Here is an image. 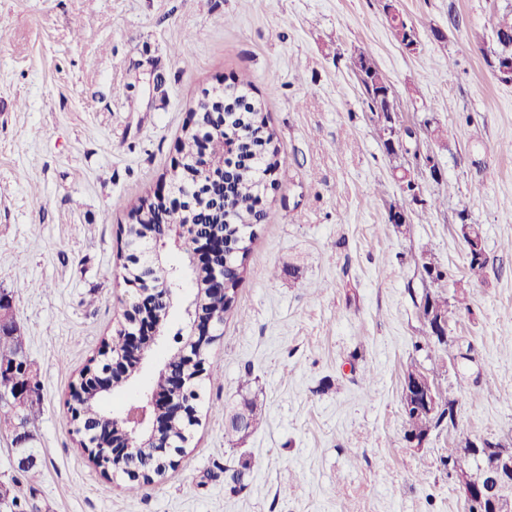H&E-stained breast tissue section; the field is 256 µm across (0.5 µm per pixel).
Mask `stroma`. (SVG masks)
<instances>
[{"label": "stroma", "mask_w": 512, "mask_h": 512, "mask_svg": "<svg viewBox=\"0 0 512 512\" xmlns=\"http://www.w3.org/2000/svg\"><path fill=\"white\" fill-rule=\"evenodd\" d=\"M510 5L397 0L418 31L409 52L384 0H0V290L41 388L38 479L0 429V483L36 512H465L440 457L473 436L512 444V83L482 41ZM362 49L439 163L423 191L445 204L426 222L388 221L401 193L353 71ZM243 71L288 178L205 348L220 373L192 442L131 496L81 450L64 401L130 300L123 227L168 180L198 102ZM464 216L488 264L452 334L477 360L439 376L457 427L417 449L401 382L426 361L415 302L429 283L408 258L427 248L464 276ZM245 397L263 419L235 444Z\"/></svg>", "instance_id": "obj_1"}]
</instances>
